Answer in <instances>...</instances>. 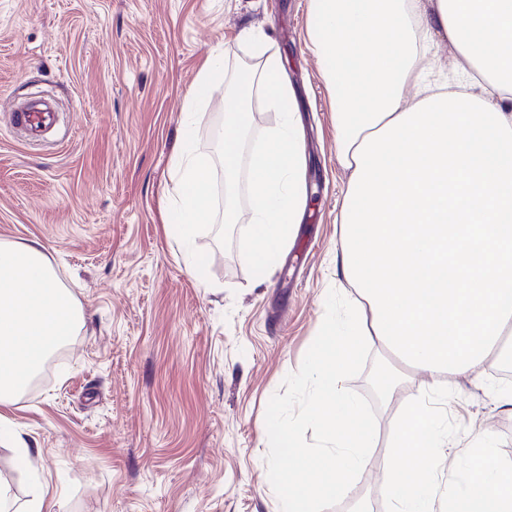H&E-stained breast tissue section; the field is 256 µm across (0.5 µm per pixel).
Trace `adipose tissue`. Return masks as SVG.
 Listing matches in <instances>:
<instances>
[{
  "instance_id": "adipose-tissue-1",
  "label": "adipose tissue",
  "mask_w": 512,
  "mask_h": 512,
  "mask_svg": "<svg viewBox=\"0 0 512 512\" xmlns=\"http://www.w3.org/2000/svg\"><path fill=\"white\" fill-rule=\"evenodd\" d=\"M312 26L350 172L341 265L360 298L311 350V416L336 450L319 486L285 483L286 512L344 494L375 446L342 387L364 336L444 395L512 335V0H314ZM438 34L465 82L426 79ZM82 320L42 243L0 244V404Z\"/></svg>"
}]
</instances>
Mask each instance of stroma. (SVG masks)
Here are the masks:
<instances>
[{
    "label": "stroma",
    "instance_id": "1",
    "mask_svg": "<svg viewBox=\"0 0 512 512\" xmlns=\"http://www.w3.org/2000/svg\"><path fill=\"white\" fill-rule=\"evenodd\" d=\"M311 14L312 0H0V242L41 241L84 315L51 378L0 405L19 437L0 444V480L16 503L41 484L52 512H283L293 464L271 468L278 439L268 421L278 414L310 452V479H324L330 443L300 379L344 311L349 284L336 253L350 172L310 49ZM246 29L281 57L305 143L306 214L262 284L239 248L250 208L229 247L213 230L196 237L209 255L203 278L187 272L163 223L184 129L194 123L200 151L215 156L226 86L211 90L198 118L186 103L212 57L229 74L254 59ZM37 97L54 101L56 124L29 142L13 114ZM379 365L394 377L392 397L372 382ZM430 382L366 338L343 386L379 451L346 495L319 499L316 512H351L362 494L383 504L380 450L406 399ZM499 382L493 366L456 378L445 405L464 428L455 453L486 430L512 459Z\"/></svg>",
    "mask_w": 512,
    "mask_h": 512
}]
</instances>
